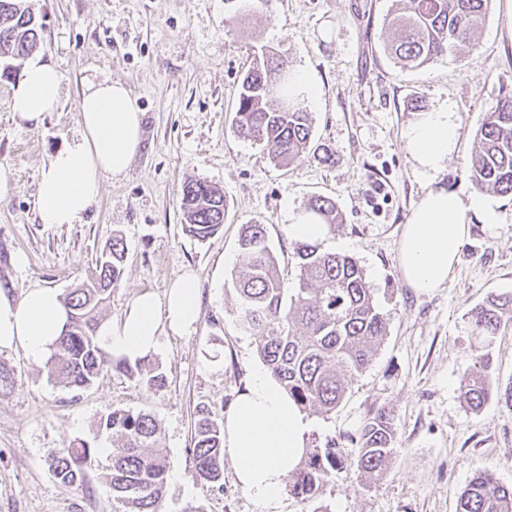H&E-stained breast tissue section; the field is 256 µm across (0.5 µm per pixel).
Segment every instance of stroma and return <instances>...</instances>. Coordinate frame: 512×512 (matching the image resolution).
I'll return each instance as SVG.
<instances>
[{
	"label": "stroma",
	"mask_w": 512,
	"mask_h": 512,
	"mask_svg": "<svg viewBox=\"0 0 512 512\" xmlns=\"http://www.w3.org/2000/svg\"><path fill=\"white\" fill-rule=\"evenodd\" d=\"M27 3L44 25L36 51L63 82L55 111L39 125L20 124L11 95L23 63L0 62V165L14 180L0 197V283L17 297L34 284L67 294L116 234L125 270L106 319L118 320L141 293L164 296L187 272L197 280L200 318L190 334L161 332L150 355L167 377L160 393L107 374L76 394L22 349H0V368L13 378L0 391V512H114L104 478L112 438L98 428L113 409H148L158 421V451L168 463L161 512L190 504L204 512H261L232 463L224 465L222 489H212L193 478L187 450L197 407L224 417L263 364L255 337L239 327L232 286L244 269L243 226L266 225L281 272L296 281L288 211L318 195L335 201L342 216L322 245L357 260L387 334L336 410L307 411L308 443L333 439L355 456L351 435L380 410L394 424L396 443L381 479L346 468L313 499L285 494L282 512H456L480 468L512 485V409L493 401L472 411L459 391L480 344L470 309L489 293L512 292V197L477 192L469 180L475 133L499 90L512 89V0H490L476 49L415 70L386 50L385 18L399 0H266L253 10L243 0ZM264 48L311 75L320 97L306 110L315 141L333 153L330 162L307 154L279 168L264 145L236 135L240 79ZM89 77L121 81L137 96L142 147L124 176L103 179L82 222L43 224L38 181L50 156L81 135L79 101ZM443 102L459 125V147L443 172L428 176L416 170L402 134L420 111ZM189 177L223 190L228 206L223 230L203 242L183 230L180 194ZM439 186L466 200L480 197L482 206L470 214L453 278L418 294L401 279L397 246L420 197ZM81 441L96 448V459L82 486H64L49 458Z\"/></svg>",
	"instance_id": "obj_1"
}]
</instances>
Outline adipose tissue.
<instances>
[{
  "label": "adipose tissue",
  "mask_w": 512,
  "mask_h": 512,
  "mask_svg": "<svg viewBox=\"0 0 512 512\" xmlns=\"http://www.w3.org/2000/svg\"><path fill=\"white\" fill-rule=\"evenodd\" d=\"M62 76L41 55L27 59L12 88L11 109L19 122L40 123L60 102ZM143 113L119 81L85 80L79 104L82 134L53 154L41 175L36 207L41 223H79L96 200L103 177L126 173L143 139ZM459 126L447 104L408 125L403 143L416 168L435 175L448 163ZM470 207L446 188L428 190L404 224L398 246L404 284L418 293L444 287L452 277L468 233ZM200 316L194 276L183 274L165 298L140 294L123 316L104 323L102 346L129 360L149 355L162 330L181 335ZM67 312L57 290L40 285L22 297L0 287V348L24 349L37 364L55 349ZM310 423L271 374L255 368L226 412L224 453L236 478L262 512H281L289 474L307 452Z\"/></svg>",
  "instance_id": "obj_1"
}]
</instances>
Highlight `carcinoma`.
Returning <instances> with one entry per match:
<instances>
[{
  "label": "carcinoma",
  "mask_w": 512,
  "mask_h": 512,
  "mask_svg": "<svg viewBox=\"0 0 512 512\" xmlns=\"http://www.w3.org/2000/svg\"><path fill=\"white\" fill-rule=\"evenodd\" d=\"M490 0H407L388 17L398 38L390 51L412 67H423L448 52L470 46L484 24ZM42 25L25 0H0V57L10 59L31 52L41 40ZM288 59L274 51L255 58L243 76L235 112V133L267 147L278 166L307 153L328 162L332 153L314 144L312 119L302 103L288 96ZM478 150L470 167L477 190L512 196V90H500L477 131ZM307 209L328 227L339 223L333 201L310 198ZM186 231L205 241L224 224L227 203L218 187L201 178H187L181 190ZM246 258L245 273L233 281L240 301V328L257 337L258 351L272 376L303 409L324 413L336 410L346 393V382L370 364L375 347L386 336V321L377 310L362 268L346 254L326 251L319 242L293 243L299 269L288 285L277 257L268 245L267 227L248 224L240 238ZM125 246L114 236L106 242L89 278L63 300L68 321L56 349L47 361L48 377L72 391H84L104 373L135 378L159 392L166 376L141 358L135 363L115 358L99 340L104 309L123 276ZM474 335L489 344L502 327L512 324V293L490 295L470 312ZM494 369L486 353L460 381L461 395L478 410L491 398L512 408V382L493 388ZM100 426L116 438L105 479L118 512H160L168 463L152 452L160 428L149 411L114 410ZM396 430L382 411L368 418L355 442L358 471L380 476L393 453ZM193 477L211 488H223L224 424L212 409L196 410L192 447ZM91 448L84 442L55 452L50 469L66 486L84 483V465ZM341 449L332 440L314 449L305 465L288 477V488L298 498L310 499L329 478L343 469ZM457 512H512V486L502 484L487 469L477 470L462 491Z\"/></svg>",
  "instance_id": "obj_1"
}]
</instances>
